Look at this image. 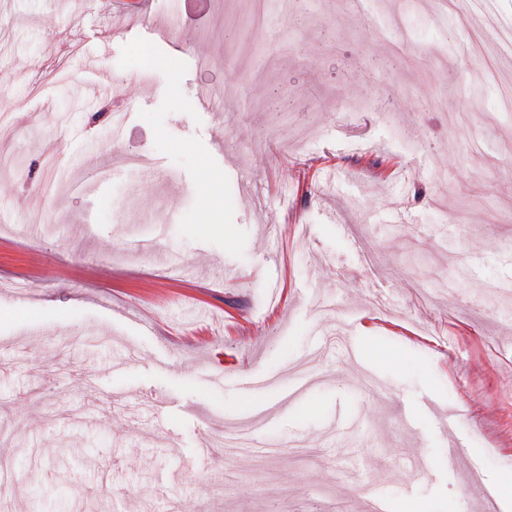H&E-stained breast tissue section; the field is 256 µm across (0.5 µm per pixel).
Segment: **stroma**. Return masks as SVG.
<instances>
[{"label": "stroma", "instance_id": "35a3bbf8", "mask_svg": "<svg viewBox=\"0 0 512 512\" xmlns=\"http://www.w3.org/2000/svg\"><path fill=\"white\" fill-rule=\"evenodd\" d=\"M275 2L0 0V512H512V0Z\"/></svg>", "mask_w": 512, "mask_h": 512}]
</instances>
